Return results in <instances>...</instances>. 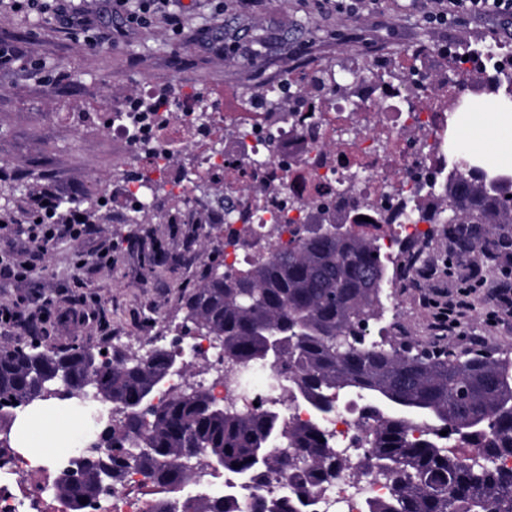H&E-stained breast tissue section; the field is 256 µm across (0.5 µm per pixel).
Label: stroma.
Returning a JSON list of instances; mask_svg holds the SVG:
<instances>
[{
    "instance_id": "obj_1",
    "label": "stroma",
    "mask_w": 512,
    "mask_h": 512,
    "mask_svg": "<svg viewBox=\"0 0 512 512\" xmlns=\"http://www.w3.org/2000/svg\"><path fill=\"white\" fill-rule=\"evenodd\" d=\"M73 7L88 28H68L52 9L41 20L14 0H0V46L13 55L0 68V168L7 173L0 188L11 193L9 205L0 207V304L19 315L14 326L0 327V346L79 343L130 354L170 347L172 328L187 313L185 296L199 284L205 263L223 258V230L182 223L170 201L138 224L100 208L96 237L81 242L62 236L46 251L31 249L30 202L42 185L65 200L57 211L62 219L86 213L89 198L111 191L117 178L113 162L120 144L103 129L79 126L81 114L111 111L146 78L166 82L171 92L179 83L193 84L230 112L256 84L315 55L338 63L382 54L405 69L416 41L436 49L512 47L511 22L463 17L437 28L422 0H383L378 9L357 12L336 11L329 0H264L258 15L240 0H166L152 24L134 27L111 14L107 0H75ZM170 15L178 17L179 30L167 24ZM235 36L244 50L234 58L212 45ZM102 248L112 263L98 267L91 258ZM419 250L404 277L383 285V298L403 305L400 316L385 320L392 340L512 359V317L493 327L486 321L494 291L505 282L500 237L474 224L461 241L436 224ZM81 260L86 266L80 270ZM474 275L484 288L471 296L459 328L449 335L433 330L424 296L454 291Z\"/></svg>"
}]
</instances>
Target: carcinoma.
<instances>
[{
  "label": "carcinoma",
  "mask_w": 512,
  "mask_h": 512,
  "mask_svg": "<svg viewBox=\"0 0 512 512\" xmlns=\"http://www.w3.org/2000/svg\"><path fill=\"white\" fill-rule=\"evenodd\" d=\"M427 224H486L489 232L512 229V176L489 174L468 163L439 186L435 207L420 212ZM391 256L377 238L359 230L346 236L302 233L300 245H282L255 258L243 271L208 265L187 296L193 329L218 339L224 363L261 361L288 374L281 398L264 407L211 406L204 389L172 395L146 411L170 375V355L161 348L125 358L112 350V365L94 372L95 389L112 406V427L93 440L126 448L133 438L148 444L137 467L171 490L189 482L204 461L217 459L229 475L222 510L213 496L195 498L194 512H307L306 489L336 479L345 458L323 442L317 424H294L278 405L299 402L316 419L336 412L340 394L355 390L369 400L368 432L355 465L359 477L387 483L389 494L366 512H512V360L480 354L412 352L396 346L378 321L382 284ZM282 337L279 350L269 342ZM86 350L74 344L39 350L0 347V424L12 425L17 404L39 394L45 379L68 370L83 382ZM428 419L427 425L420 420ZM446 435H440V432ZM477 437L487 466L465 463L466 454L446 449L451 436ZM128 463L105 454L80 470L82 480L58 486V497L79 512L95 491L94 473L118 480ZM294 488L264 500L247 496L240 478Z\"/></svg>",
  "instance_id": "obj_1"
}]
</instances>
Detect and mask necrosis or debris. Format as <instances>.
I'll return each instance as SVG.
<instances>
[{
  "label": "necrosis or debris",
  "instance_id": "4bbe7bcc",
  "mask_svg": "<svg viewBox=\"0 0 512 512\" xmlns=\"http://www.w3.org/2000/svg\"><path fill=\"white\" fill-rule=\"evenodd\" d=\"M412 52L418 67L411 75L378 58L352 56L339 66L314 61L270 80L262 95L244 99L236 111L215 103L204 117L195 86L179 85L172 95L159 81L144 80L118 108L86 116L89 126L104 127L123 146L112 200L129 215L147 200L189 199L194 221L224 225L233 240L224 263L237 268L256 248L270 251L287 241L293 225L312 223L311 207L319 203L345 219H363L385 251L420 239L427 228L415 215L430 198L427 181L448 170V91L461 88L474 67L511 70L512 50L483 47L465 55L418 44ZM367 72L383 74L385 88L365 82ZM273 96L286 98V106L271 108ZM189 169L216 187L233 177V193L246 201L243 217L230 218L215 195L193 190L184 176ZM240 371L254 377L257 394L286 379L280 368L246 364L206 381L212 398L244 402L236 383ZM363 418L364 407L356 403L325 420L331 447L354 452ZM51 478L49 467L31 466L15 449L0 448V512H55ZM387 493L383 481L356 479L348 467L334 484L309 490L314 512H362L366 501ZM193 497L186 487L160 490L132 469L113 484L98 512H158Z\"/></svg>",
  "mask_w": 512,
  "mask_h": 512
}]
</instances>
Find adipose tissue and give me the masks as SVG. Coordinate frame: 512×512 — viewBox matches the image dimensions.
<instances>
[{
  "label": "adipose tissue",
  "mask_w": 512,
  "mask_h": 512,
  "mask_svg": "<svg viewBox=\"0 0 512 512\" xmlns=\"http://www.w3.org/2000/svg\"><path fill=\"white\" fill-rule=\"evenodd\" d=\"M471 149L494 156L501 164H512V113L482 112L471 140ZM80 430V420L68 409L36 412L26 416L19 428L20 449L32 463H46L52 449Z\"/></svg>",
  "instance_id": "adipose-tissue-1"
}]
</instances>
